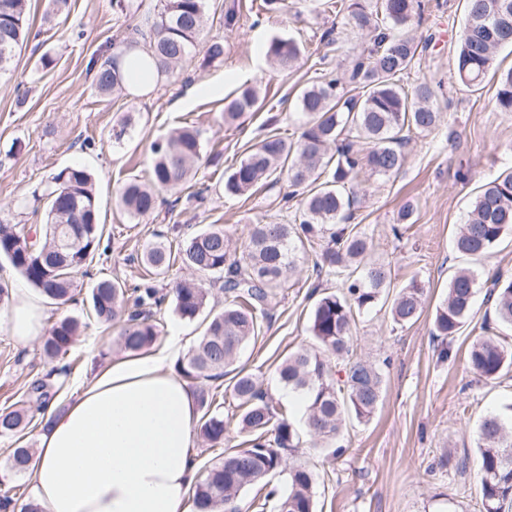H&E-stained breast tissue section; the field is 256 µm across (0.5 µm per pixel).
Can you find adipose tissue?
Segmentation results:
<instances>
[{"mask_svg":"<svg viewBox=\"0 0 512 512\" xmlns=\"http://www.w3.org/2000/svg\"><path fill=\"white\" fill-rule=\"evenodd\" d=\"M45 318L41 300L17 289L13 337L33 341ZM184 347L174 334L156 351L114 358L64 411H47L29 468L44 512H188L197 400L171 369Z\"/></svg>","mask_w":512,"mask_h":512,"instance_id":"ef3b65f1","label":"adipose tissue"}]
</instances>
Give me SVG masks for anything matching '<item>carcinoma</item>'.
<instances>
[{"label":"carcinoma","mask_w":512,"mask_h":512,"mask_svg":"<svg viewBox=\"0 0 512 512\" xmlns=\"http://www.w3.org/2000/svg\"><path fill=\"white\" fill-rule=\"evenodd\" d=\"M207 0H159L154 10L129 23L112 43V55L92 58L87 64L94 88L101 96L125 89L129 77L119 67L124 55L144 49L156 75L168 77L196 51L206 17ZM336 14L354 21L363 35L358 47L348 50L342 70L323 74L319 83L304 87L298 105L304 122L296 140L269 132L224 179V195L242 196L269 179L286 175L289 186H307L294 223L252 224L242 251L231 247L222 228L197 233L183 241L179 255L186 266L222 282L231 301L206 315V327L188 357L178 364L179 375L193 384L199 379L224 375L239 351L258 338L269 316L271 301L288 287L296 269V242L318 238L322 249L314 262L317 274L340 280L334 292L317 300L309 330L315 350L289 354L277 366L279 380L306 399L304 429L321 440L329 455L343 452L336 445L350 422H367L384 393L382 369L362 359L342 363L333 370L330 355L340 359L349 352L354 314L375 306L391 286V266L368 260L371 239L365 229L351 224V207L364 169L378 176L398 173L405 163L404 147L414 133L434 129L441 113L432 105L437 96L428 82L408 92L402 85L419 52L413 30L425 20L423 0H334ZM467 24L456 62V78L468 88L479 87L493 68L496 53L512 48V0H466ZM29 0H0V74L10 71L17 50L32 36ZM303 49L293 39L272 38L266 56L290 67ZM503 112H512V68L501 73L496 95ZM261 106L259 89L244 84L225 99L224 123L231 124ZM202 152L198 130L182 126L153 143L149 179L132 178L120 189L119 204L134 217L153 213L162 190L177 193L188 182ZM33 196L46 200L42 234L31 241V230L0 222V259H6L41 294L56 302L69 301L77 275L84 272L100 247L103 228L92 174L84 168L65 167ZM512 233V169L484 184L466 223L455 238L457 252L471 258L488 254ZM172 251L159 241L141 256V263L157 274L170 266ZM477 291L474 272L461 268L448 281V292L437 307L433 335L452 340L473 314ZM209 289L200 284H179L174 291V311L195 319L207 306ZM162 298L154 288L135 287L102 279L91 289L90 303L103 322H122L117 344L126 352L140 353L157 339L158 325L150 309ZM486 302L496 320L512 326V280L495 275L486 281ZM424 289L412 282L401 288L391 304L393 321L415 322L423 311ZM81 323L64 318L52 326L42 343L51 361L71 349L80 336ZM469 364L478 379L492 381L512 371V350L497 335L479 336L469 351ZM237 409L239 431L249 436V446L224 455L221 463L205 470L192 489L195 512H236L235 500L248 488L266 487L268 475L282 466L284 453L298 447L299 433L288 410L276 406L252 374L239 370L227 386ZM55 393L35 378L23 394L20 407L0 412V437L21 439L24 430ZM205 408L199 420L202 438L217 445L226 430L221 405L202 393ZM478 471L483 512H512V419L490 414L481 422ZM34 449L12 450L8 468L15 475L29 470ZM20 504V512H43L39 503L11 493L0 495V505ZM287 512H316V476L304 466L288 471V492L278 506Z\"/></svg>","instance_id":"cac0c4a2"}]
</instances>
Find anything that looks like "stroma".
Listing matches in <instances>:
<instances>
[{
	"label": "stroma",
	"instance_id": "1",
	"mask_svg": "<svg viewBox=\"0 0 512 512\" xmlns=\"http://www.w3.org/2000/svg\"><path fill=\"white\" fill-rule=\"evenodd\" d=\"M260 3L209 0L201 39L223 41L221 62L206 63L199 51L170 81L159 82L150 91L126 90L103 98L94 91L86 64L112 44L126 25L125 16L113 9L112 0H69L67 14L48 24L47 0H31L30 17L41 35L29 40L17 53L12 71L0 76V221L44 224V208L31 199V190L59 169L80 165L94 176L104 232L87 273L77 277L74 301L62 306L51 300L45 303L49 322L73 317L82 324L63 361H46L41 342L15 341L9 327L11 306L0 305V411L17 402L36 376L57 386L56 401L66 407L76 381L120 356L115 344L120 327L92 316L89 293L104 278L129 286L141 283L148 275L140 256L158 238L175 249L191 234L221 228L240 246L248 225L290 222L292 210L278 206L288 190L286 179L259 186L251 194L228 197L224 176L269 131L296 137L301 123L299 91L348 62L344 53L324 46L323 35L343 31L353 46L359 43L360 32L349 19L328 12L320 0L310 7L304 0H288L282 13L265 12ZM430 3L429 20L418 34L431 37L432 44L417 56L403 83L409 90L422 81L439 86L434 104L441 122L431 131L413 135L398 174L365 175L354 205L355 221L371 235L375 257L391 264L394 287L418 282L425 292V306L416 322L404 326L393 322L387 296L373 310L357 314L352 348L358 356L384 364L382 402L368 422L345 429L342 455L328 457L307 442L285 456L283 467L270 475V486L282 492L288 487L289 464L310 468L317 478V512H482L474 466L478 427L486 415L505 413L512 404V377L480 381L468 365L470 347L483 333L484 300H477L471 321L450 342L449 359H440L442 344L432 334L436 308L457 268H475L482 281L493 274L512 278V235L477 260L460 256L454 247L480 186L512 167V112L496 106L499 71L490 72L475 92L455 77L456 53L466 24L465 0ZM230 9L238 15L232 28L224 25ZM275 37L304 46L305 54L293 68L283 70L267 61L264 49ZM45 54L53 64L43 69L38 60ZM247 82L260 85L265 107L225 125V97ZM127 114L134 125L122 140H115L112 130ZM185 124L201 132L202 157L193 182L207 189L208 203L164 191L155 212L129 216L116 201L122 183L132 177L147 179L152 143ZM408 201L415 206L413 222L397 240L391 226ZM319 250L316 242L299 247L295 276L273 301L261 335L235 361L236 367L256 377L273 402L286 403L296 420L303 410L280 393L276 365L288 353L312 347L308 326L315 287L339 285L336 278L316 276L313 265ZM151 280L166 296L153 310L158 342L176 332L188 346H195L204 324L177 315L172 292L185 281L207 285L208 305L219 310L225 301L220 286L213 284L211 275L188 269L178 260ZM223 411L224 441L217 445L197 441L198 467L220 462L226 451L246 445L236 426L235 406L224 404ZM464 456L470 464L462 472L453 462Z\"/></svg>",
	"mask_w": 512,
	"mask_h": 512
}]
</instances>
